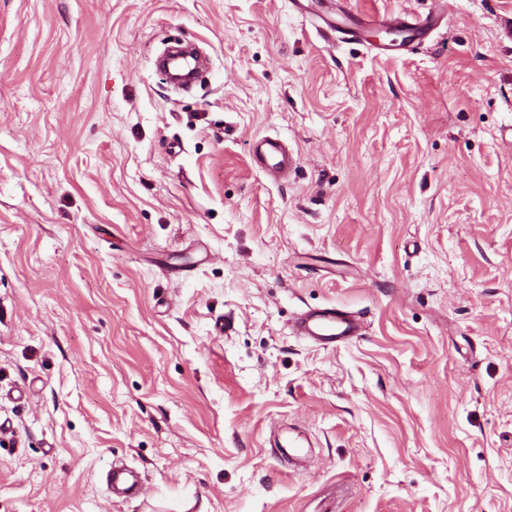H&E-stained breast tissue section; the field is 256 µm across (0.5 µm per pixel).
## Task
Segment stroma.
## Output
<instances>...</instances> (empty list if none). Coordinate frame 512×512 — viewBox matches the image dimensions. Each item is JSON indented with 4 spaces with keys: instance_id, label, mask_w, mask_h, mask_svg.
<instances>
[{
    "instance_id": "obj_1",
    "label": "stroma",
    "mask_w": 512,
    "mask_h": 512,
    "mask_svg": "<svg viewBox=\"0 0 512 512\" xmlns=\"http://www.w3.org/2000/svg\"><path fill=\"white\" fill-rule=\"evenodd\" d=\"M331 306L364 335H293ZM0 512H512V0L389 56L289 0H0ZM250 153L254 167L272 180L288 177L298 158L279 137L259 136L252 140ZM140 483L139 475L126 466H112L108 472V484L113 495L123 496L137 488Z\"/></svg>"
}]
</instances>
